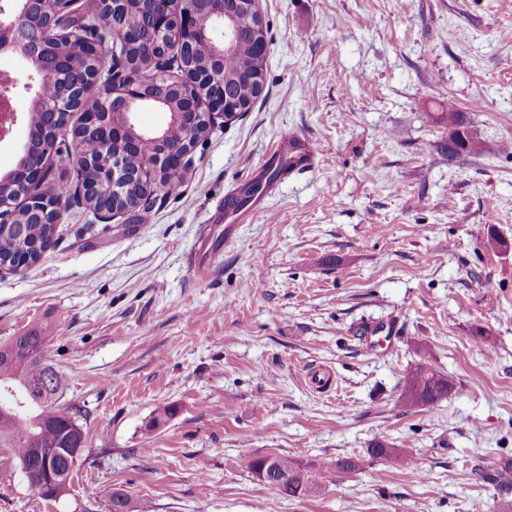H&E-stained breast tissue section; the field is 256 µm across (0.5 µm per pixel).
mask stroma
<instances>
[{
    "label": "stroma",
    "instance_id": "obj_1",
    "mask_svg": "<svg viewBox=\"0 0 512 512\" xmlns=\"http://www.w3.org/2000/svg\"><path fill=\"white\" fill-rule=\"evenodd\" d=\"M260 9V97L211 126L149 223L67 202L55 246L0 274V342L49 325L46 356L89 413L60 500L0 448V512H110L116 489L152 512H496L475 470L512 457V0ZM451 104L482 142L454 166ZM285 134L315 165L247 220H214ZM422 363L456 388L410 407L402 378ZM377 441L420 473L372 458ZM269 454L360 467L291 498L249 469Z\"/></svg>",
    "mask_w": 512,
    "mask_h": 512
}]
</instances>
